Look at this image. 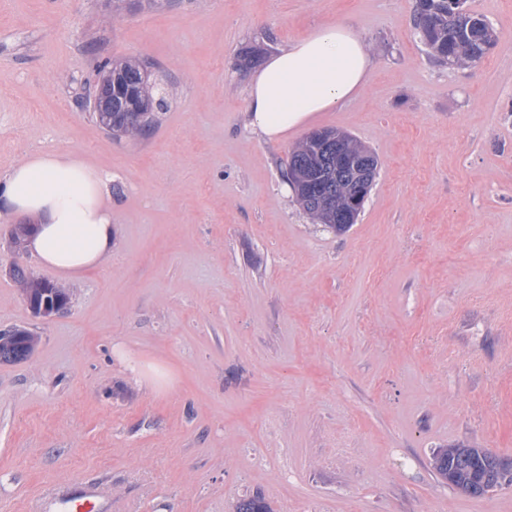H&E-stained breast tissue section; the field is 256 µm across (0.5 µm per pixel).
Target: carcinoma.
Segmentation results:
<instances>
[{"instance_id":"carcinoma-1","label":"carcinoma","mask_w":512,"mask_h":512,"mask_svg":"<svg viewBox=\"0 0 512 512\" xmlns=\"http://www.w3.org/2000/svg\"><path fill=\"white\" fill-rule=\"evenodd\" d=\"M452 0H417L414 29L434 57L453 64L475 65L481 61L494 45L495 37L490 26L479 31L469 26L461 15L454 13ZM157 103L156 109L167 106L160 88L150 87L146 83H136L124 87L115 96L118 107L134 106L139 108ZM129 112L112 113V126L122 130L123 135L131 139L149 136L156 125L153 112L142 113V119L130 120ZM296 195L305 211L312 219L340 233L346 227L356 223L361 209L352 206L350 180L331 181L321 191L296 188ZM341 214L345 227L335 222L336 214ZM432 467L441 479L455 490L470 497H483L504 483L512 482L509 471L504 467L502 458L481 448H466L460 445L438 449L432 457Z\"/></svg>"}]
</instances>
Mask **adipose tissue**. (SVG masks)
Wrapping results in <instances>:
<instances>
[{
  "instance_id": "1",
  "label": "adipose tissue",
  "mask_w": 512,
  "mask_h": 512,
  "mask_svg": "<svg viewBox=\"0 0 512 512\" xmlns=\"http://www.w3.org/2000/svg\"><path fill=\"white\" fill-rule=\"evenodd\" d=\"M373 60L346 25H324L267 58L248 87L247 129L280 142L317 113L366 86ZM110 176L70 150L26 156L0 175V218L36 224L25 250L59 279L75 284L108 265L115 245Z\"/></svg>"
}]
</instances>
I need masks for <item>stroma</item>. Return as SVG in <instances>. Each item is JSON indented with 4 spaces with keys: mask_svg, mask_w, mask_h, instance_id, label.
Instances as JSON below:
<instances>
[{
    "mask_svg": "<svg viewBox=\"0 0 512 512\" xmlns=\"http://www.w3.org/2000/svg\"><path fill=\"white\" fill-rule=\"evenodd\" d=\"M416 0H0V175L70 149L112 172L111 264L34 317L10 270L57 282L0 220V512H512L433 472L463 444L512 461V0H465L496 33L438 62ZM326 24L364 39L365 89L269 143L245 128L249 75ZM169 92L155 131L106 132L81 102L104 61ZM378 160L336 233L283 192L309 132ZM30 334L27 330H12L7 335L11 339L0 340V360L4 359L23 361L31 354L30 343L26 336ZM0 361V362H1ZM59 501L63 512H99L101 510L93 495L78 486L66 489Z\"/></svg>",
    "mask_w": 512,
    "mask_h": 512,
    "instance_id": "stroma-1",
    "label": "stroma"
}]
</instances>
